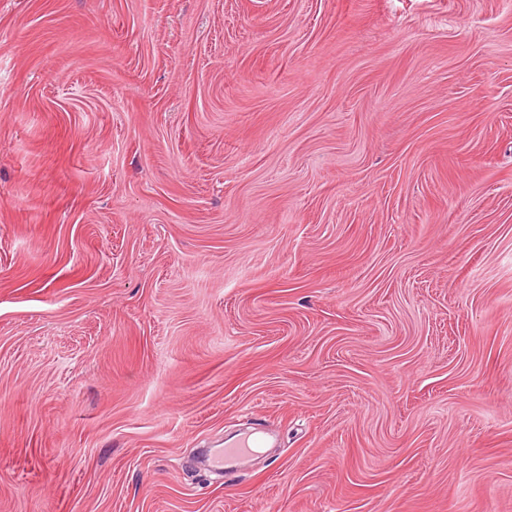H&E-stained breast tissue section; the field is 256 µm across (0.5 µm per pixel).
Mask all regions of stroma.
Segmentation results:
<instances>
[{"mask_svg": "<svg viewBox=\"0 0 512 512\" xmlns=\"http://www.w3.org/2000/svg\"><path fill=\"white\" fill-rule=\"evenodd\" d=\"M0 512H512V0H0ZM265 437L260 432L246 433L224 448H211L208 464L213 471L228 470L239 460L257 453V448L266 445Z\"/></svg>", "mask_w": 512, "mask_h": 512, "instance_id": "stroma-1", "label": "stroma"}]
</instances>
